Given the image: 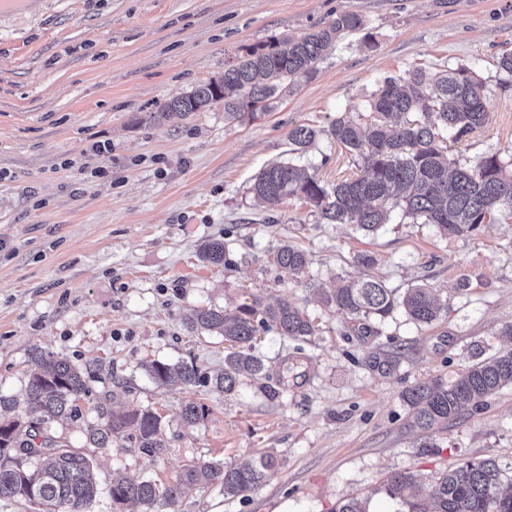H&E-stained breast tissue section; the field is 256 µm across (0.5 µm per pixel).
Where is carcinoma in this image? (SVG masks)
Returning a JSON list of instances; mask_svg holds the SVG:
<instances>
[{"mask_svg":"<svg viewBox=\"0 0 512 512\" xmlns=\"http://www.w3.org/2000/svg\"><path fill=\"white\" fill-rule=\"evenodd\" d=\"M363 29L359 15L346 13L302 39L276 38L251 47L224 63V75L219 79L172 99L161 111L151 113V118L182 119L222 101L224 118L237 120L271 99L284 83L308 78L338 38ZM497 72L499 86L511 87L512 53L499 57ZM488 104L485 81L475 68L464 64H451L431 77L420 68L386 76L368 96L365 113L345 112L326 131L302 124L288 133L294 153L327 134L360 159L361 174L327 183L315 170L293 160L280 161L260 170L252 190L267 202L302 200L324 224H354L373 233L390 223L391 213L398 209L414 223L434 225L444 236L472 237L483 225L493 223L497 213L512 209V161L491 152L471 165H462L448 157L444 141H460L484 128ZM199 254L213 265L224 263V240L204 241ZM275 263L293 278L305 272L308 258L288 244L278 250ZM323 299L327 306L350 316L362 335L373 333L372 322H383L399 310L424 325L436 321L442 310L424 286L398 295L372 277H342L339 286L323 294ZM187 325L222 336L232 348L224 356V372L213 380L216 389L226 394L237 388L241 373L257 375L266 370L264 360L253 351L258 326L271 327L294 340L317 331L307 314L286 300L263 308L254 299L231 314L218 308H197L187 318ZM475 358L450 384L435 378L405 392L413 426L428 431L512 384V350L486 358L477 353ZM31 362L34 371L22 401L36 418L27 427L10 419L0 422V499L23 498L24 475H34L40 491L38 506L44 512L62 506L68 512H85L96 496L92 464L85 454L66 449L46 435L42 445L49 455L43 457V464L33 457L22 474L13 465V455L43 424L76 416L77 401L89 393L86 376L90 372L39 349L32 353ZM148 375L159 387L181 384L189 388L200 379L191 362L157 360L149 364ZM98 416L100 422L86 433L94 448H107L122 438L135 440L150 455H161L168 448L160 418L148 409L114 415L101 404ZM276 467L277 459L271 453L236 464L194 462L185 465L174 484L164 489L150 480L118 476L110 489L112 505L135 502L151 509L172 503L197 486L214 483L224 488V496L235 497L265 483ZM500 475L501 468L493 458L465 460L444 474L427 496L434 503V512H512V487L500 490ZM414 485L412 475L399 473L391 477L387 492L406 503Z\"/></svg>","mask_w":512,"mask_h":512,"instance_id":"carcinoma-1","label":"carcinoma"}]
</instances>
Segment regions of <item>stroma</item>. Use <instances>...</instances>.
<instances>
[{
    "label": "stroma",
    "mask_w": 512,
    "mask_h": 512,
    "mask_svg": "<svg viewBox=\"0 0 512 512\" xmlns=\"http://www.w3.org/2000/svg\"><path fill=\"white\" fill-rule=\"evenodd\" d=\"M354 13L364 31L345 35L306 80L267 108L235 121L223 104L154 123L149 113L224 72L225 61L276 38H301ZM512 52V0H42L37 12L0 18V395L20 402L41 349L92 369L79 415L45 424L58 444L92 459L97 495L88 512H114V472L170 485L183 465L227 464L268 451L279 466L262 486L228 498L219 484L182 494L159 512H335L348 499L368 512H407L387 493L412 474L424 490L462 460L493 458L512 482V385L422 432L403 394L431 379L454 381L475 351L512 348V212L470 238L393 213L368 234L324 224L287 199L258 202L252 185L268 163L290 157L289 131L321 134L303 165L335 182L361 162L326 131L344 112H363L384 76L412 68L476 66L489 95L488 122L450 146L475 163L512 156V88L497 61ZM104 175H96V168ZM223 239L225 261L203 262L201 243ZM290 244L309 258L288 277L273 260ZM373 276L397 293L424 284L448 307L429 325L402 312L357 334L309 284L333 287ZM288 299L317 332L293 341L260 330L255 352L268 374L243 375L235 392L214 389L224 369L221 336L185 324L192 309L232 311ZM194 361L208 381L160 388L147 363ZM207 408L197 425L181 410ZM148 408L162 418L168 449L151 456L134 441L86 442L98 403Z\"/></svg>",
    "instance_id": "stroma-1"
}]
</instances>
